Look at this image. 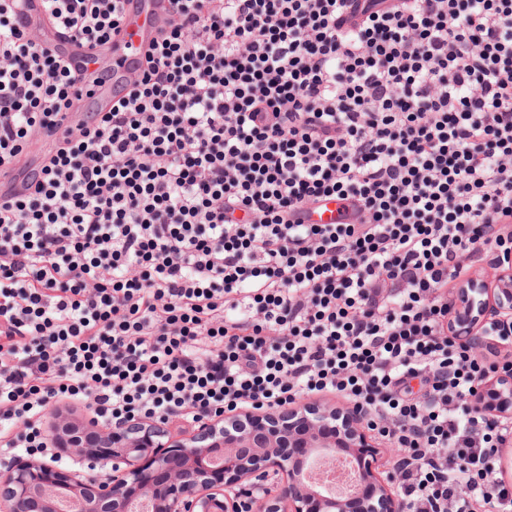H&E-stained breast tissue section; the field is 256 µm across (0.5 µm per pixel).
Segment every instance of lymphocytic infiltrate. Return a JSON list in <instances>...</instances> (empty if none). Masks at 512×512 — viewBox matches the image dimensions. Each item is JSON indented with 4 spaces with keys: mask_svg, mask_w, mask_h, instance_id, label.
<instances>
[{
    "mask_svg": "<svg viewBox=\"0 0 512 512\" xmlns=\"http://www.w3.org/2000/svg\"><path fill=\"white\" fill-rule=\"evenodd\" d=\"M17 2L0 171L49 149L0 200L7 447L45 452L52 401L163 423L336 393L396 449L406 512H512L470 402L512 374V324L483 356L448 327L461 255H512V0H169L126 97L77 125L83 76ZM42 2L92 48L123 18ZM328 197L346 223L293 221Z\"/></svg>",
    "mask_w": 512,
    "mask_h": 512,
    "instance_id": "f902f5d3",
    "label": "lymphocytic infiltrate"
}]
</instances>
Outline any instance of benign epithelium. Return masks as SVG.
I'll return each mask as SVG.
<instances>
[{"instance_id": "7a95c632", "label": "benign epithelium", "mask_w": 512, "mask_h": 512, "mask_svg": "<svg viewBox=\"0 0 512 512\" xmlns=\"http://www.w3.org/2000/svg\"><path fill=\"white\" fill-rule=\"evenodd\" d=\"M462 264L448 319L474 353L476 329L494 318L512 322V265ZM474 406L512 424V378L487 385ZM158 428L138 419L99 425L52 413L45 445L81 456L89 467L112 463L104 475L63 471L36 455L16 456L0 470V512H52L59 493L83 500L82 512H132L130 497L154 512H403L395 480L378 463L364 413L320 401L271 411L240 410L224 420L189 425L181 417ZM303 448L296 458L291 449ZM342 448L359 459L357 491L331 497L310 486L305 471L315 458L330 466Z\"/></svg>"}]
</instances>
